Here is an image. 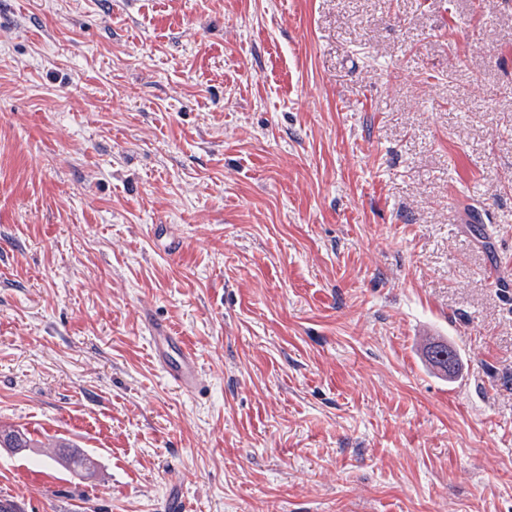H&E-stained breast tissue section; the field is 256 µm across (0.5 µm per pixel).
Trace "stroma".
Here are the masks:
<instances>
[{"label":"stroma","instance_id":"stroma-1","mask_svg":"<svg viewBox=\"0 0 512 512\" xmlns=\"http://www.w3.org/2000/svg\"><path fill=\"white\" fill-rule=\"evenodd\" d=\"M1 427L24 512H512V0H0ZM143 324L150 334L153 359L181 391L193 393L202 384V372L196 353L167 324L157 321L150 312L143 314ZM448 354L451 356V360L453 361L454 366L457 361L456 352L448 347L447 343L443 342H432L425 349V355L428 362L434 367L439 368L447 373L446 370L451 366V361L449 360ZM0 447L11 448L14 451H24L33 448V439L22 429H9L0 431Z\"/></svg>","mask_w":512,"mask_h":512}]
</instances>
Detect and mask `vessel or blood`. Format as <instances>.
Returning <instances> with one entry per match:
<instances>
[{
	"mask_svg": "<svg viewBox=\"0 0 512 512\" xmlns=\"http://www.w3.org/2000/svg\"><path fill=\"white\" fill-rule=\"evenodd\" d=\"M143 324L150 334L153 359L166 376L181 391L192 393L202 384V372L196 353L167 324L144 313Z\"/></svg>",
	"mask_w": 512,
	"mask_h": 512,
	"instance_id": "b4317fda",
	"label": "vessel or blood"
}]
</instances>
